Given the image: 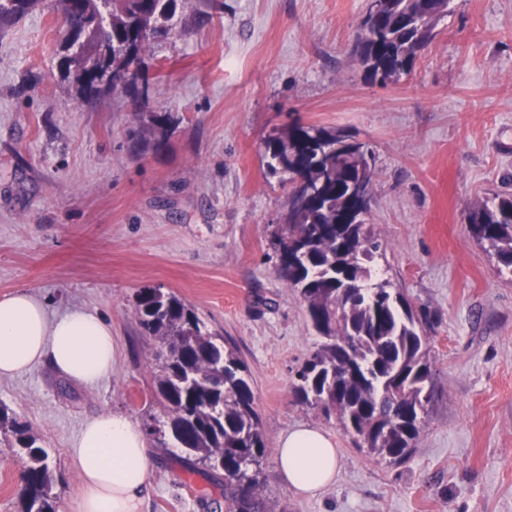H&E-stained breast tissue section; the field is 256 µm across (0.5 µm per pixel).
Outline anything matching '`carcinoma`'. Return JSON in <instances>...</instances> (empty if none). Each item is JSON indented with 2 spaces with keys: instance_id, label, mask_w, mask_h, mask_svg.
Masks as SVG:
<instances>
[{
  "instance_id": "cac0c4a2",
  "label": "carcinoma",
  "mask_w": 512,
  "mask_h": 512,
  "mask_svg": "<svg viewBox=\"0 0 512 512\" xmlns=\"http://www.w3.org/2000/svg\"><path fill=\"white\" fill-rule=\"evenodd\" d=\"M39 0H0V25L33 10ZM66 13L60 31L64 78L78 99L121 89L140 112L135 145L147 153L164 147L178 118L143 112L149 89L146 68L104 87L88 46L108 50L115 71L144 64L151 42L173 29L176 0H59ZM437 0H388L382 21L367 16L358 26L355 52L367 80L382 85L408 74L436 36L426 16ZM336 130L295 122L265 141L267 168L282 180L301 170L314 192L304 215L274 235L280 275L300 291L313 328L334 338L313 353L296 374L297 399L333 411L341 428L378 460L401 462L417 439L434 399V373L427 338L420 335L409 300L375 279L368 263L381 243L362 224H348L359 207L349 194L358 178L355 160L325 146ZM471 230L485 250L512 271V193L498 194L468 210ZM136 314L144 333L161 346L154 379L161 418L151 432L206 467L224 470L226 512H269L258 493L264 433L254 408L247 368L224 338L205 329L196 312L172 292L143 288ZM0 426L12 433L25 460L24 512H57L50 496L54 479L49 453L31 429L0 408Z\"/></svg>"
}]
</instances>
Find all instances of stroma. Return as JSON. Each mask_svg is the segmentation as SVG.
<instances>
[{
	"instance_id": "35a3bbf8",
	"label": "stroma",
	"mask_w": 512,
	"mask_h": 512,
	"mask_svg": "<svg viewBox=\"0 0 512 512\" xmlns=\"http://www.w3.org/2000/svg\"><path fill=\"white\" fill-rule=\"evenodd\" d=\"M368 0H179L171 35L144 61L150 112L178 124L137 153L139 116L121 91L82 102L57 69L55 0L0 27V298L26 291L52 311L97 310L112 328V375L85 386L48 363L0 377V407L48 448L59 512L77 497L70 450L106 411L147 432L142 512H224V473L161 445L155 343L140 289L190 304L245 363L266 444L273 512H512V272L463 224L512 192V0H453L409 75L380 86L353 53ZM346 132L376 157L367 229L371 270L414 310L435 399L400 463L358 449L335 417L298 402L295 373L317 349L271 239L289 188L264 142L292 120ZM320 427L339 450L316 495L288 487L276 448ZM25 462L0 435V512H22Z\"/></svg>"
}]
</instances>
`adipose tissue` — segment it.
I'll use <instances>...</instances> for the list:
<instances>
[{"label":"adipose tissue","instance_id":"adipose-tissue-1","mask_svg":"<svg viewBox=\"0 0 512 512\" xmlns=\"http://www.w3.org/2000/svg\"><path fill=\"white\" fill-rule=\"evenodd\" d=\"M114 352L112 328L97 311L56 316L24 291L0 298V376L47 362L66 378L93 385L111 376ZM277 454L289 487L304 494H316L336 477L338 452L320 429L289 430ZM71 458L81 479L75 512H141L152 467L146 437L130 417L112 411L89 420Z\"/></svg>","mask_w":512,"mask_h":512}]
</instances>
